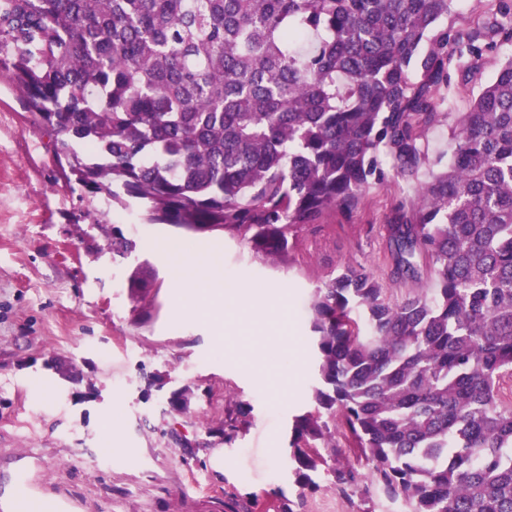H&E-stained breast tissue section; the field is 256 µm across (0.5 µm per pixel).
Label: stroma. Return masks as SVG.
<instances>
[{"mask_svg": "<svg viewBox=\"0 0 512 512\" xmlns=\"http://www.w3.org/2000/svg\"><path fill=\"white\" fill-rule=\"evenodd\" d=\"M510 55L501 43L474 74L450 69L439 95L447 117L425 128L417 173L388 169L357 211H326L276 259L241 236L145 224L138 208L85 194L22 94L0 78V512L23 495L56 512H395L379 488L366 497L341 490L325 468L313 475L317 490L304 489L289 460L294 419L313 408L309 302L345 263L364 267L391 300L418 289L395 277L385 226L410 207L447 153L458 113ZM116 227L136 243L129 259L112 256ZM171 240L217 255L226 274L283 298L285 313L220 335L208 319L175 322L178 292L162 251ZM142 262L158 285L138 301L128 276ZM285 338L306 364L296 386ZM258 367L269 388L254 383ZM182 393L189 406L180 412L172 400ZM108 413L123 452L101 445Z\"/></svg>", "mask_w": 512, "mask_h": 512, "instance_id": "1", "label": "stroma"}]
</instances>
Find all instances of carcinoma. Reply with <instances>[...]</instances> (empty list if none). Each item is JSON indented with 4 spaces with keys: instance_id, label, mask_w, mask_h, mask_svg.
I'll return each instance as SVG.
<instances>
[{
    "instance_id": "obj_1",
    "label": "carcinoma",
    "mask_w": 512,
    "mask_h": 512,
    "mask_svg": "<svg viewBox=\"0 0 512 512\" xmlns=\"http://www.w3.org/2000/svg\"><path fill=\"white\" fill-rule=\"evenodd\" d=\"M495 2L481 27L440 28L453 0H0V77L82 191L276 257L323 212L353 214L385 160L416 172L449 67L512 42V0ZM448 153L386 225L395 272L425 266L433 287L393 303L343 264L315 289L318 384L290 458L312 484L338 428L404 512H512V56ZM135 247L113 230V255ZM155 276L133 270L132 297Z\"/></svg>"
}]
</instances>
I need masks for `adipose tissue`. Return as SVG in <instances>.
<instances>
[{
  "label": "adipose tissue",
  "mask_w": 512,
  "mask_h": 512,
  "mask_svg": "<svg viewBox=\"0 0 512 512\" xmlns=\"http://www.w3.org/2000/svg\"><path fill=\"white\" fill-rule=\"evenodd\" d=\"M166 252L172 278L181 289L172 311L175 321L198 317L205 306L228 313L256 307L253 287L246 281L228 277L214 258H202L171 244Z\"/></svg>",
  "instance_id": "adipose-tissue-1"
}]
</instances>
